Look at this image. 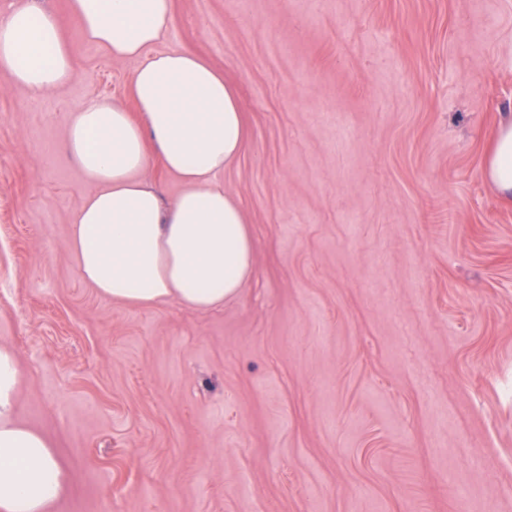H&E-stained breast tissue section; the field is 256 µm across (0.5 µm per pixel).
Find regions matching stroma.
Returning <instances> with one entry per match:
<instances>
[{
  "label": "stroma",
  "instance_id": "stroma-1",
  "mask_svg": "<svg viewBox=\"0 0 512 512\" xmlns=\"http://www.w3.org/2000/svg\"><path fill=\"white\" fill-rule=\"evenodd\" d=\"M161 50L233 80L221 177L253 273L223 307L116 304L81 278L94 186L71 115L137 60L73 40L39 95L0 75V347L69 474L48 512H512V0H175ZM487 168L501 202L512 208V121L500 124L487 155Z\"/></svg>",
  "mask_w": 512,
  "mask_h": 512
}]
</instances>
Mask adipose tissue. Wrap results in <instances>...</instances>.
I'll list each match as a JSON object with an SVG mask.
<instances>
[{
    "label": "adipose tissue",
    "instance_id": "ef3b65f1",
    "mask_svg": "<svg viewBox=\"0 0 512 512\" xmlns=\"http://www.w3.org/2000/svg\"><path fill=\"white\" fill-rule=\"evenodd\" d=\"M69 12L85 43L139 62L129 105L88 101L67 131L70 156L95 186L70 230L83 280L123 306H222L249 278L254 249L243 209L220 181L249 142L235 84L197 53L156 51L174 29V0H69ZM73 68L66 34L37 0L0 23V73L12 83L37 95L66 85ZM153 163L183 184L172 202L141 176ZM487 168L512 208L511 120L500 124ZM18 384L16 355L0 347V512H46L68 475L52 445L17 421Z\"/></svg>",
    "mask_w": 512,
    "mask_h": 512
}]
</instances>
